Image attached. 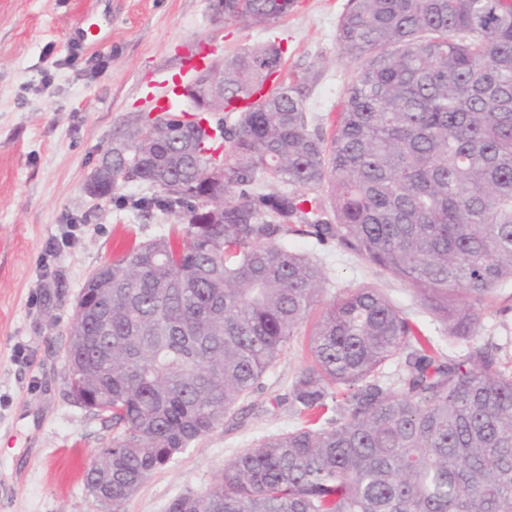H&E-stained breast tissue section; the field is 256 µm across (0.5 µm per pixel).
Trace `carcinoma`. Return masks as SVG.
Listing matches in <instances>:
<instances>
[{
	"mask_svg": "<svg viewBox=\"0 0 512 512\" xmlns=\"http://www.w3.org/2000/svg\"><path fill=\"white\" fill-rule=\"evenodd\" d=\"M295 4L213 9L268 27ZM336 43L353 71L328 134L309 129L316 74L261 94L282 71L274 42L224 59V100L207 111L141 116L126 133L147 142L134 175L153 189L130 205L181 233L108 262L110 292L86 280L83 336L65 352V381L109 402L94 415L112 438L84 485L108 475L112 512L234 414L299 338L300 425L167 512H512V361L478 345L447 358L378 289L330 296L323 266L278 244L334 241L412 287L448 336L475 335L512 281V0H348ZM219 165L224 212L210 216Z\"/></svg>",
	"mask_w": 512,
	"mask_h": 512,
	"instance_id": "1",
	"label": "carcinoma"
}]
</instances>
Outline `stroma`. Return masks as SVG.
<instances>
[{"label": "stroma", "instance_id": "1", "mask_svg": "<svg viewBox=\"0 0 512 512\" xmlns=\"http://www.w3.org/2000/svg\"><path fill=\"white\" fill-rule=\"evenodd\" d=\"M345 2L297 0L286 19L261 28L218 20L211 0H0V512H102L83 467L112 432L67 395L69 328L93 270L173 228L160 212L86 193L105 152L168 95L173 73L192 82L186 55L222 58L269 42L281 45L285 71L319 68L308 110L330 127L353 70L336 46ZM70 230L72 243L48 255ZM281 243L317 259L330 292L379 288L443 355L463 353L465 342L421 313L408 285L334 243L291 233ZM476 341L512 356V283L498 287ZM304 366L301 344L291 343L235 414L153 473L123 512H167L181 494L210 487L237 454L291 429L288 393Z\"/></svg>", "mask_w": 512, "mask_h": 512}]
</instances>
